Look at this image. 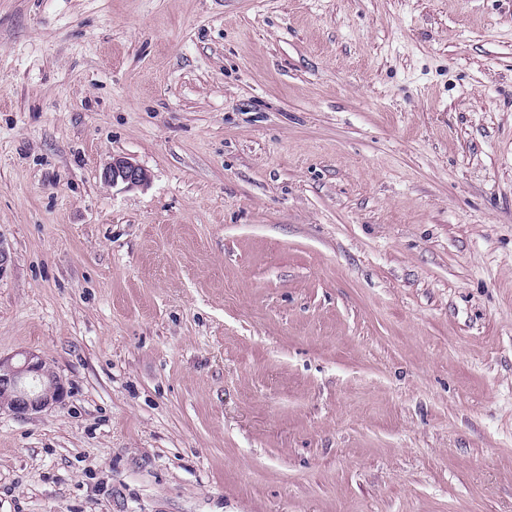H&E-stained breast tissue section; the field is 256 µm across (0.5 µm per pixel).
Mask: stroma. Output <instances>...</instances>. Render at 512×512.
I'll return each mask as SVG.
<instances>
[{"label": "stroma", "mask_w": 512, "mask_h": 512, "mask_svg": "<svg viewBox=\"0 0 512 512\" xmlns=\"http://www.w3.org/2000/svg\"><path fill=\"white\" fill-rule=\"evenodd\" d=\"M0 249V512H512V0H0ZM104 181L116 185L119 181L127 186H137L147 182L148 173L139 166L122 159L112 161L110 165L103 172ZM16 355L0 356V409L25 416L61 406L65 386L46 360L34 352Z\"/></svg>", "instance_id": "obj_1"}]
</instances>
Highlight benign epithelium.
Returning a JSON list of instances; mask_svg holds the SVG:
<instances>
[{
	"label": "benign epithelium",
	"mask_w": 512,
	"mask_h": 512,
	"mask_svg": "<svg viewBox=\"0 0 512 512\" xmlns=\"http://www.w3.org/2000/svg\"><path fill=\"white\" fill-rule=\"evenodd\" d=\"M104 181L116 185H141L148 173L122 159L112 161L103 172ZM66 390L61 378L50 369L47 361L34 352H23L15 358L0 356V409L25 416L61 406Z\"/></svg>",
	"instance_id": "benign-epithelium-1"
}]
</instances>
